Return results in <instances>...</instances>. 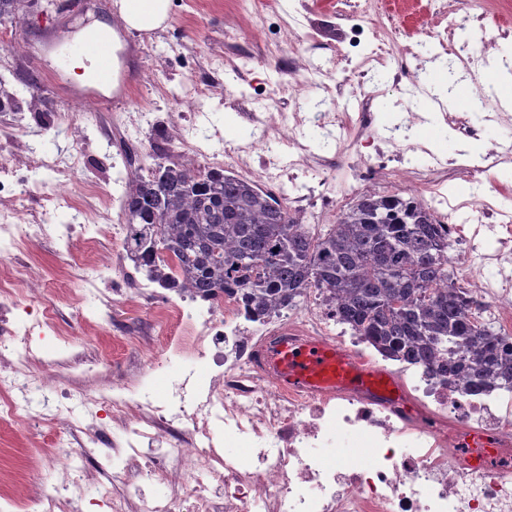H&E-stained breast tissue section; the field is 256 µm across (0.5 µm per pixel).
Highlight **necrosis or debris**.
I'll use <instances>...</instances> for the list:
<instances>
[{
  "label": "necrosis or debris",
  "mask_w": 512,
  "mask_h": 512,
  "mask_svg": "<svg viewBox=\"0 0 512 512\" xmlns=\"http://www.w3.org/2000/svg\"><path fill=\"white\" fill-rule=\"evenodd\" d=\"M490 15L486 0H441L419 15L422 37L405 46L400 69L439 57L447 47L443 28L482 29ZM382 31L374 23L354 24L340 38L349 51L365 52L372 77L386 75L394 52ZM495 48L490 39L465 38L450 49L452 63L471 82H481ZM301 121L299 114L273 110L255 120L246 144L222 149L216 129L180 127L175 138L186 163L218 168L257 153L260 176L277 180V145L295 150L308 173L323 160L298 131ZM402 132L399 126L374 127L363 112L357 126H344L342 137L329 143L347 148L348 167L362 184L376 167L362 156L361 139H375L384 150ZM28 152L34 167L61 179L54 194L39 196L38 209L13 199L0 203V304L42 302L34 319L0 327V425L24 427L29 442L38 444L45 424L65 425L63 403L71 400L84 412L86 442L78 450L57 438L46 454L61 479L32 495L16 489L11 505L21 512H59L64 504L82 502L90 481L111 512H176L180 505L185 512H512V393L468 392L464 380L447 384L408 362L370 353L360 336L337 330L331 305L314 292L287 313L261 319L248 318L241 299L228 293L202 308L187 289L155 308L134 344L137 355L157 367L179 365L162 400L145 376L106 383L95 363L75 357L66 361L73 370L66 385L56 362L36 367L34 332L57 328L56 304L46 296L45 274L35 261L43 242L66 250L78 237L94 247L91 255L75 256L67 272L80 285L70 298L74 310L90 299L107 309L117 301L134 305L148 287L102 292L99 280L112 263L111 250L123 245L112 222L113 192L104 184L89 186V202L79 210L82 224L51 223L47 215L68 200V181L81 158L65 147L46 154L33 144ZM427 152L413 144L381 175L436 212L448 239V269L466 267L479 318L511 336L512 225L498 223L500 210L484 194L474 202L475 223L457 224L461 202L443 183L424 179L415 164ZM316 342L339 348L357 367L379 371L380 386L284 385L272 353L284 343ZM33 390L45 396L35 408L28 400ZM105 410L124 439L108 433L111 425L101 421ZM347 437L363 454L337 456ZM243 448L250 449L249 457L240 456ZM130 474L164 486L166 495L147 499L123 490Z\"/></svg>",
  "instance_id": "necrosis-or-debris-1"
}]
</instances>
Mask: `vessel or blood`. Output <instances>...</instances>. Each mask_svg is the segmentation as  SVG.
I'll list each match as a JSON object with an SVG mask.
<instances>
[{
  "instance_id": "b4317fda",
  "label": "vessel or blood",
  "mask_w": 512,
  "mask_h": 512,
  "mask_svg": "<svg viewBox=\"0 0 512 512\" xmlns=\"http://www.w3.org/2000/svg\"><path fill=\"white\" fill-rule=\"evenodd\" d=\"M79 54L96 62L95 79L109 83L113 77L109 37L97 31L86 36L76 47ZM273 360L284 384L296 387L316 385L357 388L368 382L367 371L351 365L342 351L324 343H311L300 347L283 346L273 354Z\"/></svg>"
}]
</instances>
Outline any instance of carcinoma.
<instances>
[{
  "label": "carcinoma",
  "mask_w": 512,
  "mask_h": 512,
  "mask_svg": "<svg viewBox=\"0 0 512 512\" xmlns=\"http://www.w3.org/2000/svg\"><path fill=\"white\" fill-rule=\"evenodd\" d=\"M27 9L28 0H0V18ZM123 211V258L163 288L181 279L205 298L241 291L257 317L313 288L336 303V322L385 355L470 388L512 392V346L472 316L444 269L439 222L410 196L365 194L313 235L253 180L157 163L126 183Z\"/></svg>",
  "instance_id": "1"
}]
</instances>
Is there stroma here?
Segmentation results:
<instances>
[{"mask_svg":"<svg viewBox=\"0 0 512 512\" xmlns=\"http://www.w3.org/2000/svg\"><path fill=\"white\" fill-rule=\"evenodd\" d=\"M265 21L260 31L240 29L233 38L224 31L234 14L235 0H172L170 16L163 29L138 32L117 27L119 42L112 48L113 79L99 86L102 97L96 109L101 122L83 126L80 113L72 109L70 96L76 82L64 66L74 39L55 43L56 30H69L73 23L55 10L26 13L0 20V48L12 42L23 43L30 52L25 63L16 65L0 55V88L10 92V100L0 102V171L7 174L11 194L24 195L31 178H39L45 193H53L55 179L46 171H33L21 161L29 131L40 133L42 147L53 150L60 145L51 116L68 114L79 127L78 138L70 147L84 159V165L70 185V196L84 198L86 187L111 179L123 166L126 144H136L152 161L172 164L181 155L170 140L173 125H187L203 119L217 126L225 143H240L252 127L253 118L279 109L284 112H312L321 93L306 68L318 62L328 71L324 82L336 89L334 101L325 110L335 122L355 119L357 111L371 113L374 124L408 122V143H424L444 164H453L458 155L472 158L484 153L488 142L512 135V124L486 125L473 137L461 136L452 117L465 114L474 104L476 93L467 83H460L454 94L455 104L447 113L428 110L425 92L448 86L447 61L427 64L400 83H386L374 89L372 96L358 101L360 91L359 59L338 60L337 31L342 20L330 0H319L312 7L310 22L298 21L290 0H262ZM221 48L224 62H211L213 48ZM191 85L210 87L209 97L201 99L195 112L182 109L179 100ZM39 103H32V95ZM145 112L148 124L138 138H130L124 125L113 122L114 114ZM278 161L284 178L298 183L317 177L334 188L335 205L323 209L320 221L335 223L353 183L346 164L322 166L316 175H304L295 155L281 150ZM38 260L45 269L48 294L58 306L59 321L76 340L67 349L49 332L35 336L33 344L39 355L52 361L78 353L86 359L99 358L103 378L144 371L143 361L127 345L124 336L146 326L153 308L161 306L167 290L142 296L138 305L114 304L103 310L96 302L84 305L82 315H73L69 297L76 283L66 276L72 261L70 254L59 251L53 243H44ZM37 472L41 483L58 479L59 473L40 454L27 445L20 428L0 426V493H10L29 472Z\"/></svg>","mask_w":512,"mask_h":512,"instance_id":"1","label":"stroma"}]
</instances>
